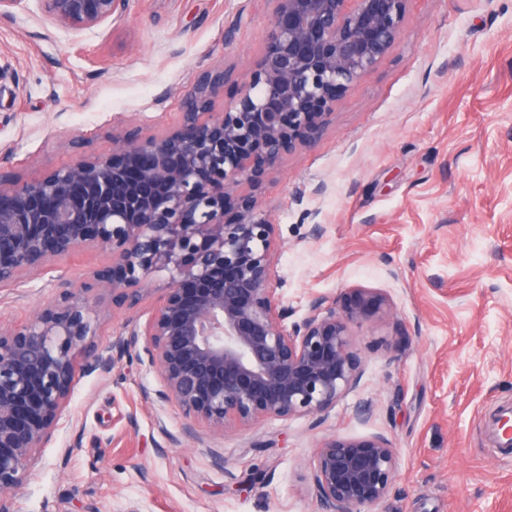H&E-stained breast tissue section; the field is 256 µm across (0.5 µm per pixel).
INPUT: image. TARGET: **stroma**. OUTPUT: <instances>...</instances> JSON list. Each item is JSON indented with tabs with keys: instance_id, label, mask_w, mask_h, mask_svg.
Instances as JSON below:
<instances>
[{
	"instance_id": "stroma-1",
	"label": "stroma",
	"mask_w": 512,
	"mask_h": 512,
	"mask_svg": "<svg viewBox=\"0 0 512 512\" xmlns=\"http://www.w3.org/2000/svg\"><path fill=\"white\" fill-rule=\"evenodd\" d=\"M269 21L268 0H131L122 20L73 33L31 0L0 17V168L32 181L74 160L72 139L108 154L120 122L175 127L184 87L205 69L246 71ZM259 199L293 320L319 294L391 304L394 317L350 325L359 385L319 418L232 425L176 448L178 406L144 399L159 372L121 359L79 376L19 512H322L309 482L320 441L376 434L393 441L398 478L363 512H512V463L487 431L512 405V0H410L396 45ZM309 211L324 226L315 242ZM43 283L0 288V322L33 317L50 297ZM90 298L104 352L155 301Z\"/></svg>"
}]
</instances>
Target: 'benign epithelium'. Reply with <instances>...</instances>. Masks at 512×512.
I'll return each mask as SVG.
<instances>
[{"label": "benign epithelium", "instance_id": "7a95c632", "mask_svg": "<svg viewBox=\"0 0 512 512\" xmlns=\"http://www.w3.org/2000/svg\"><path fill=\"white\" fill-rule=\"evenodd\" d=\"M55 27L82 31L122 19L130 0H36ZM270 28L250 70L200 73L183 97L179 126L147 135L112 130V153L88 156L22 181L0 170V286L43 274L48 264L99 247L108 262L77 285L45 283L52 299L32 319L0 324V512L52 441L77 367L108 373L144 353L162 387L151 403H176L183 435L222 434L231 424L316 416L361 379L350 323L389 317L381 294L359 290L336 310L313 297L288 323L275 274L276 225L256 191L284 155L324 134L336 100L397 42L409 0H269ZM240 93L210 111L225 82ZM247 184L249 190L237 187ZM168 274L149 322L129 328L104 355L89 342L98 318L88 292L135 307L149 277ZM397 477L385 435L328 437L309 479L323 512H361L386 498Z\"/></svg>", "mask_w": 512, "mask_h": 512}]
</instances>
